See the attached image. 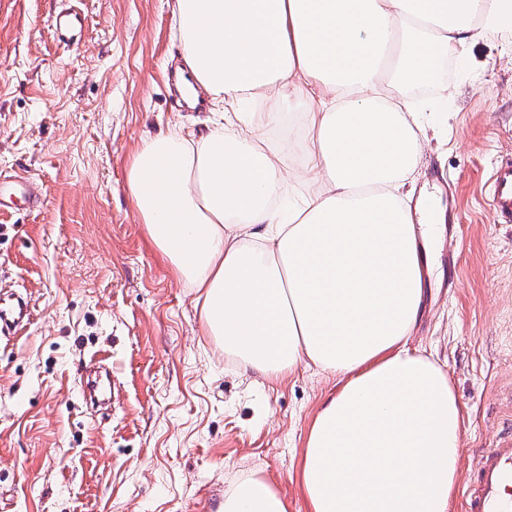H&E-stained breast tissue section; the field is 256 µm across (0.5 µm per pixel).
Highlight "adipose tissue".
<instances>
[{
    "label": "adipose tissue",
    "instance_id": "adipose-tissue-1",
    "mask_svg": "<svg viewBox=\"0 0 512 512\" xmlns=\"http://www.w3.org/2000/svg\"><path fill=\"white\" fill-rule=\"evenodd\" d=\"M188 78L215 117L147 137L126 188L173 273L201 293L207 335L277 381L298 365L342 377L308 431L309 512H450L461 407L443 369L413 354L424 300L410 201L427 142L404 90L512 22L505 0H171ZM305 162L288 170L292 106ZM281 130L277 146L265 132ZM306 187L282 212L287 181ZM217 512H288L242 477Z\"/></svg>",
    "mask_w": 512,
    "mask_h": 512
}]
</instances>
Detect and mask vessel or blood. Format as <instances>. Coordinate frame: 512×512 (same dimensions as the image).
I'll use <instances>...</instances> for the list:
<instances>
[{
  "mask_svg": "<svg viewBox=\"0 0 512 512\" xmlns=\"http://www.w3.org/2000/svg\"><path fill=\"white\" fill-rule=\"evenodd\" d=\"M84 17L69 7L54 18V34L58 40L69 41L82 28ZM490 206L497 222H512V159L498 162L487 181ZM24 200L30 209L42 204L40 186L28 176L0 173V213L7 199ZM33 319L27 296H0V335H22ZM464 512H512V433L496 440L493 447L483 449L472 467L471 485L464 496Z\"/></svg>",
  "mask_w": 512,
  "mask_h": 512,
  "instance_id": "obj_1",
  "label": "vessel or blood"
}]
</instances>
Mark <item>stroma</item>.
<instances>
[{"mask_svg":"<svg viewBox=\"0 0 512 512\" xmlns=\"http://www.w3.org/2000/svg\"><path fill=\"white\" fill-rule=\"evenodd\" d=\"M73 4L85 23L63 43L53 18ZM510 52L512 25H488L434 85L407 93L424 107L448 88L421 115L417 181L448 172L455 221L407 347L438 361L462 406L452 512L480 450L512 429V224L493 222L483 189L512 156ZM179 63L170 0H0V172L43 189L40 208L0 215V292L34 310L24 335L0 338V512H210L250 473L288 512H309L301 460L339 376L301 365L273 383L227 359L126 194L144 138L210 116L173 99ZM102 359L121 384L108 411L80 392Z\"/></svg>","mask_w":512,"mask_h":512,"instance_id":"obj_1","label":"stroma"}]
</instances>
